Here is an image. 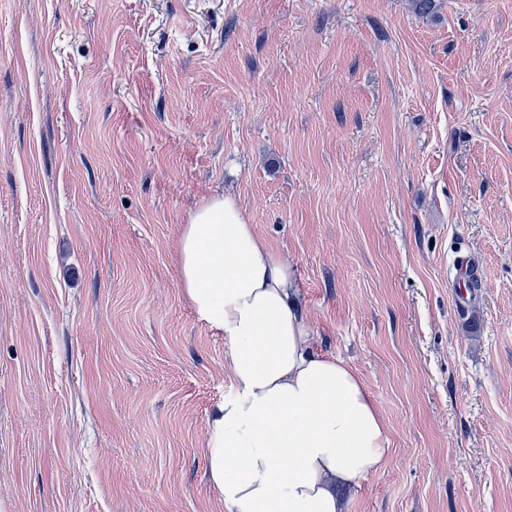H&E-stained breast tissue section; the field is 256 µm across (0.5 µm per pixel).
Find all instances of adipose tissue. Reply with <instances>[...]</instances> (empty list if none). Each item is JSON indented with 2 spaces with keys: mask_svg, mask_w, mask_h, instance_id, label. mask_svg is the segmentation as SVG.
I'll return each mask as SVG.
<instances>
[{
  "mask_svg": "<svg viewBox=\"0 0 512 512\" xmlns=\"http://www.w3.org/2000/svg\"><path fill=\"white\" fill-rule=\"evenodd\" d=\"M179 263L197 315L224 337L232 380L207 421L224 512H346L341 490L385 466L391 440L354 368L315 352L292 266L229 196L191 215Z\"/></svg>",
  "mask_w": 512,
  "mask_h": 512,
  "instance_id": "adipose-tissue-1",
  "label": "adipose tissue"
}]
</instances>
